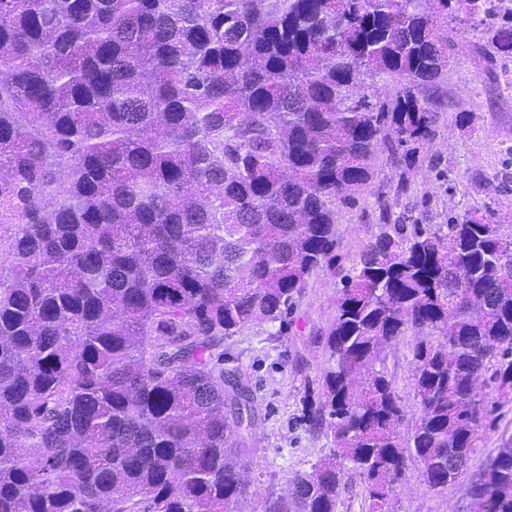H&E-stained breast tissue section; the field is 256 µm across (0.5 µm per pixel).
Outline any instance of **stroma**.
Returning a JSON list of instances; mask_svg holds the SVG:
<instances>
[{"instance_id": "35a3bbf8", "label": "stroma", "mask_w": 512, "mask_h": 512, "mask_svg": "<svg viewBox=\"0 0 512 512\" xmlns=\"http://www.w3.org/2000/svg\"><path fill=\"white\" fill-rule=\"evenodd\" d=\"M429 102L438 115L432 143L405 172L394 167L386 148H378L373 180L355 205L336 208V265L310 275L287 333L277 335L275 325L261 323L224 343L232 366L248 375L261 416L246 472L256 493L242 503L243 512H261L266 489H285L292 472L333 452L330 439L309 431L297 417L303 397L319 385L326 361L322 336L336 314L341 278L359 252L392 225L435 226L473 210L499 215L503 233H512V57L494 58L483 45L465 44ZM462 112L473 115L465 129L457 122ZM383 356L402 397L405 433L415 412L407 341L386 347ZM505 432L512 434L511 404L500 408L495 425L484 428L466 469L444 493L430 491L417 470L408 468L393 498L395 512H461L472 473Z\"/></svg>"}]
</instances>
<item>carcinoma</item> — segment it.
<instances>
[{"label": "carcinoma", "mask_w": 512, "mask_h": 512, "mask_svg": "<svg viewBox=\"0 0 512 512\" xmlns=\"http://www.w3.org/2000/svg\"><path fill=\"white\" fill-rule=\"evenodd\" d=\"M512 0H0V512H239L259 420L224 340L334 262L336 202L435 135L459 43ZM393 78V95L377 83ZM467 265L468 278L450 274ZM416 416L385 372L406 335ZM303 422L334 452L262 512L443 493L512 401V237L476 211L358 254ZM512 512V435L467 488ZM351 486L348 491L342 493L337 505V512H362L365 509V486L362 481L354 476L351 478Z\"/></svg>", "instance_id": "obj_1"}]
</instances>
